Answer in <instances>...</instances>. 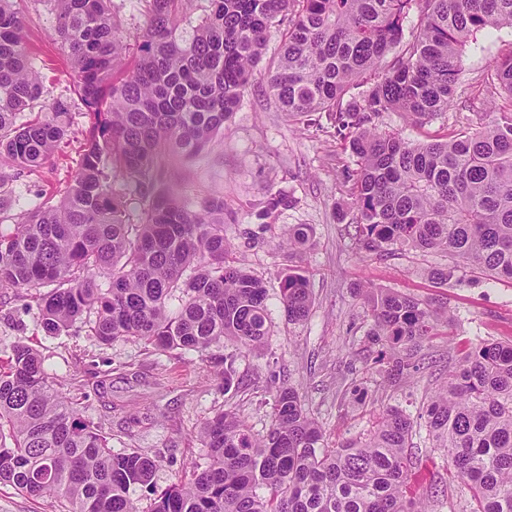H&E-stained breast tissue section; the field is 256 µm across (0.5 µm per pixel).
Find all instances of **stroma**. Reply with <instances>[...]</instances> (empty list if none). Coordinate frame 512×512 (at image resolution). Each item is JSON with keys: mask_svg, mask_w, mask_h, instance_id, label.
Wrapping results in <instances>:
<instances>
[{"mask_svg": "<svg viewBox=\"0 0 512 512\" xmlns=\"http://www.w3.org/2000/svg\"><path fill=\"white\" fill-rule=\"evenodd\" d=\"M16 5L26 15V46L35 66L48 75V90L64 89L73 74L53 35L55 15L48 0H16ZM281 43L280 31L271 30L251 86L204 156L170 164L185 195L224 198V232L235 246L234 255L267 289L271 333L261 350L240 353L227 344L212 348L204 358L178 351L159 354L140 342L102 343L82 323L62 335L47 336L39 328L34 296L22 300L13 292L0 295V358L19 342L37 349L49 376L78 401L83 418L101 428L113 452L136 450L158 457L154 483L160 490L189 480L205 464L197 432L220 409L234 408L263 434L272 420L270 389L293 387L333 448L366 435L386 408L417 415L478 341H512V282L465 269L448 284L436 285L427 272L447 265L445 255L398 253L363 260L354 254L345 226L353 217L348 203L356 159L330 121L299 124L281 112L265 82ZM510 52L512 30L478 33L461 58L456 99L442 118L415 126L402 113L386 112L379 126L411 143L442 140L474 127L491 101L505 99L488 76L495 61ZM75 151V144L65 145L33 174L0 169L12 190L0 229L10 230L20 214L36 205L60 202ZM270 187L283 190L288 204L264 228L257 214ZM294 224L310 225L314 232L302 255L313 306L309 317L295 324L285 320L280 303L278 273L284 259L276 248L283 231ZM370 284L421 300L438 299L451 316L422 348L420 372L396 387L382 385L380 365L364 358L371 317L360 290ZM232 353L243 384L227 394L220 372L224 355ZM102 378L110 383L105 400L94 392ZM413 444L427 456L428 472L445 489L433 512H463L469 494L453 478L447 454L432 447L423 432L414 435Z\"/></svg>", "mask_w": 512, "mask_h": 512, "instance_id": "obj_1", "label": "stroma"}]
</instances>
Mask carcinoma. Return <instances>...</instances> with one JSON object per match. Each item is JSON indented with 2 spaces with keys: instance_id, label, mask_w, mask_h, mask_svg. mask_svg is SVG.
Wrapping results in <instances>:
<instances>
[{
  "instance_id": "carcinoma-1",
  "label": "carcinoma",
  "mask_w": 512,
  "mask_h": 512,
  "mask_svg": "<svg viewBox=\"0 0 512 512\" xmlns=\"http://www.w3.org/2000/svg\"><path fill=\"white\" fill-rule=\"evenodd\" d=\"M67 49L70 93L46 98L25 51L23 17L0 0V158L18 172L42 167L82 125L76 169L63 199L38 205L0 230V290L37 297L40 327L57 336L90 319L103 342L140 341L160 352L203 357L226 341L244 348L270 334L267 290L237 264L224 236V198L185 199L167 180L174 157L195 160L213 144L252 82L266 35L288 22L281 56L266 74L291 117L325 113L358 159L352 188L361 258L442 251L458 260L430 278L446 284L462 267L512 281V104L474 131L409 143L376 128L384 112L426 124L454 104L461 54L474 33L512 29V0H146L143 33L129 43L112 0H48ZM420 31L405 42L404 22ZM401 53L387 55L397 46ZM492 82L512 98V53ZM357 93H352V90ZM137 195L127 206L125 190ZM288 204L266 191L264 220ZM312 228H288V254ZM290 323L306 320L305 268L279 272ZM374 363L399 384L420 369L438 335L437 302L364 288ZM224 356V391L239 386ZM269 429L256 434L232 410L206 419L198 436L206 466L149 505L132 497L153 483L157 460L114 453L53 388L44 359L18 343L0 360V484L50 497L62 512H428L411 491L423 428L469 491L465 512H512V342L474 344L413 418L388 408L365 438L334 448L291 387L272 391Z\"/></svg>"
}]
</instances>
